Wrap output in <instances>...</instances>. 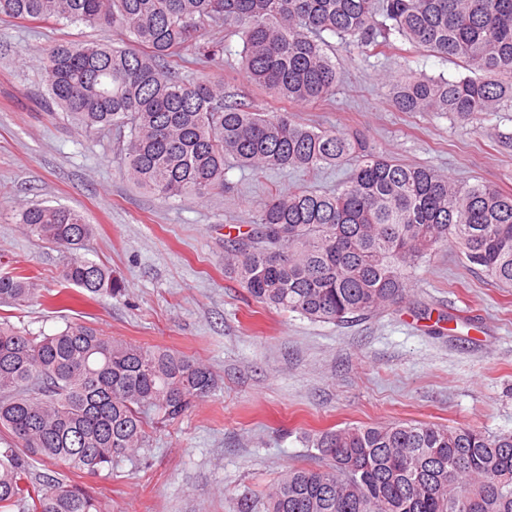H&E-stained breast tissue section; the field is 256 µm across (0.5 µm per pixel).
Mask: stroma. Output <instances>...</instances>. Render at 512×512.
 Wrapping results in <instances>:
<instances>
[{
	"label": "stroma",
	"instance_id": "1",
	"mask_svg": "<svg viewBox=\"0 0 512 512\" xmlns=\"http://www.w3.org/2000/svg\"><path fill=\"white\" fill-rule=\"evenodd\" d=\"M339 75L327 101L293 106L316 129L359 134L375 154L432 168L468 185L512 193V103L478 119L448 112H400L392 87L424 73L452 79L462 66L391 34L376 54L351 37L324 33ZM108 27L44 25L0 16V274L41 279L25 306L0 316L33 333L87 324L127 342L169 348L207 364L215 389L173 422L147 430L139 457L109 478L83 476L109 512H239L288 468L311 465L310 434L392 420L471 423L512 432V291L468 267L456 245L415 269L410 302L342 327L261 307L224 276L229 228L252 223L270 187L336 192L353 161L303 172L254 174L234 160L229 185L205 199H159L123 175L125 137L88 132L45 109L38 52L58 41L115 43ZM201 40L224 48L189 57L182 75L223 82L232 99L285 111L241 66L240 36L221 27ZM22 203L63 204L94 231L82 253L108 266L119 296L52 298L64 253L15 224ZM453 314L433 334L421 310Z\"/></svg>",
	"mask_w": 512,
	"mask_h": 512
}]
</instances>
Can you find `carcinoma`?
I'll use <instances>...</instances> for the list:
<instances>
[{
	"label": "carcinoma",
	"mask_w": 512,
	"mask_h": 512,
	"mask_svg": "<svg viewBox=\"0 0 512 512\" xmlns=\"http://www.w3.org/2000/svg\"><path fill=\"white\" fill-rule=\"evenodd\" d=\"M0 15L127 36L121 46L43 48L42 82L48 104L84 129L130 128L125 176L160 199L224 192L228 157L257 174L359 157L332 194L270 190L253 223L224 240V276L263 306L338 326L372 317L403 302L414 268L448 243L512 288L511 193L400 164L356 134L230 102L223 83L178 72L188 51H224L198 43L222 26L241 34L254 84L285 103H319L338 81L322 33L377 49L394 30L467 70L408 77L393 88L394 107L468 120L512 102V0H0ZM15 218L69 254L66 288L121 292L112 270L78 254L93 232L79 212L33 204ZM38 292L34 276L0 275V304L22 306ZM213 388L210 369L179 352L87 325L48 335L0 320V512H105L85 484L33 478L32 462L98 476L135 456L147 427L180 418ZM313 445L327 466L282 473L260 499L264 512H512V433L405 420L323 432Z\"/></svg>",
	"instance_id": "obj_1"
}]
</instances>
